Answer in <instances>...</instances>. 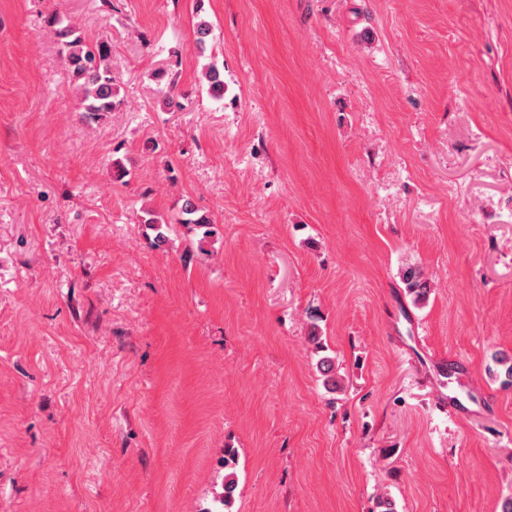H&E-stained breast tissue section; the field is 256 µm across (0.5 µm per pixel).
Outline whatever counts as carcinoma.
<instances>
[{
    "label": "carcinoma",
    "instance_id": "carcinoma-1",
    "mask_svg": "<svg viewBox=\"0 0 512 512\" xmlns=\"http://www.w3.org/2000/svg\"><path fill=\"white\" fill-rule=\"evenodd\" d=\"M60 28L55 34L61 39L65 63L77 85L76 111L83 115H98L102 112H113L116 109L117 88L114 86L111 68V48L104 41L88 42L79 31L70 24H63V19L55 20ZM208 82V92L215 99L224 97V80L220 71L214 65L208 66L205 73ZM186 215L184 223L196 224L207 228L205 235L212 234L208 226L212 225L210 217L202 212L193 201L187 199L182 205ZM407 295L414 303L426 301L429 288L422 272L416 267L406 268L401 277ZM317 368L328 391L332 393L343 390L341 379L336 375V363L332 357L324 356L317 362ZM237 452L233 448L224 449V467L229 473L224 476V505H229L234 499L237 481L234 473L230 472L236 461Z\"/></svg>",
    "mask_w": 512,
    "mask_h": 512
}]
</instances>
